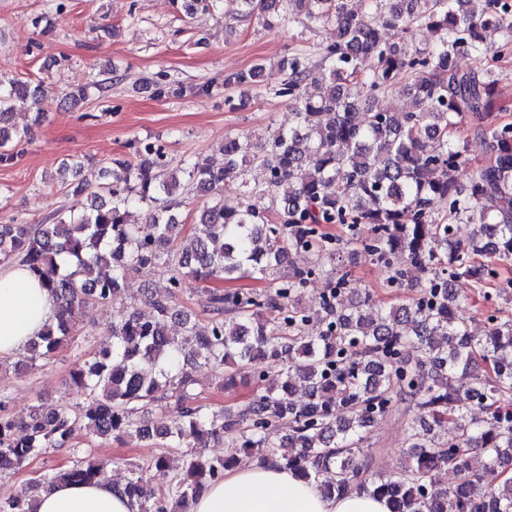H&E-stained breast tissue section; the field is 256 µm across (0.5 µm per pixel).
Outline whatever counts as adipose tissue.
<instances>
[{"label":"adipose tissue","instance_id":"ef3b65f1","mask_svg":"<svg viewBox=\"0 0 512 512\" xmlns=\"http://www.w3.org/2000/svg\"><path fill=\"white\" fill-rule=\"evenodd\" d=\"M54 316V299L26 267L0 264V361L25 352ZM36 512H137L119 487L57 484L35 501ZM190 512H389L385 500L367 494L327 496L316 483L285 468L237 466L208 486Z\"/></svg>","mask_w":512,"mask_h":512}]
</instances>
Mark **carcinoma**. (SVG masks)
Wrapping results in <instances>:
<instances>
[{
    "label": "carcinoma",
    "mask_w": 512,
    "mask_h": 512,
    "mask_svg": "<svg viewBox=\"0 0 512 512\" xmlns=\"http://www.w3.org/2000/svg\"><path fill=\"white\" fill-rule=\"evenodd\" d=\"M243 17L255 16L274 30L298 19L307 27H332L336 40L318 49H298L276 63L282 80L275 94L294 105L295 121L263 143L248 134L226 138L223 160H197L173 167L164 147L140 141L136 161L115 159L94 186L84 163L63 162L61 175L77 180L74 191L104 192L109 200L79 214L63 210L41 222L0 224V262H19L38 277L56 301L55 321L28 345L14 372L75 340L73 314L108 307L127 276L153 264L171 265L169 289L112 321V347L90 353L70 383L86 404L10 412L0 401V474L15 472L49 449L74 447V432L120 443L155 442L152 467L169 466V453L192 441L171 486L150 485L144 469L124 481L138 512H188L190 503L222 479L236 455L210 457L212 439L255 454L318 483L330 495L353 490L387 500L390 512H512V318L492 315L483 333L460 320L456 285L480 289L498 281L499 297L512 302V123H490L476 134L493 155L462 179L468 168L454 132L469 114L492 106L496 79L490 60L512 56V0H238ZM217 0H183L188 17L209 11ZM414 26L432 35L416 48L405 42ZM501 40L490 47L485 33ZM466 54L477 65L461 68ZM264 64L224 76L229 95L245 96L260 83ZM405 83L412 108L388 112L367 101ZM29 80H0V161L14 159L8 144L21 143L28 127H6L15 104L37 98ZM262 158L264 182L249 178ZM233 181L241 201L223 203ZM208 197L185 243L173 249L185 225L177 216L185 189ZM443 204L444 212L434 209ZM147 206L144 221L134 209ZM342 224L339 244L320 232ZM477 224L467 243L454 225ZM361 249L388 269L387 286L400 288L406 265L428 276L408 301L374 306L353 288L344 264L350 248ZM313 255L311 265H291L295 253ZM405 258L406 265L396 262ZM329 289L306 300L312 279ZM268 280L262 293L211 291L223 318L197 324L173 305L189 280ZM173 323L181 327L170 333ZM279 365L276 378L258 374L262 393L244 407L209 415L191 404L193 360L219 373L224 386L257 360ZM481 373L470 386L454 385L457 372ZM303 383L306 397L294 398ZM414 414L405 429L404 463L393 472L373 470L361 455L368 427L387 418L396 398ZM175 400L178 417L162 428L141 422L151 402ZM453 429V436L443 434ZM481 469L473 466L475 451ZM449 467L456 481L442 487L433 478ZM503 476L485 489L480 471ZM106 480L96 459L84 455L36 479V486ZM0 512H35L33 496L0 498Z\"/></svg>",
    "instance_id": "cac0c4a2"
}]
</instances>
